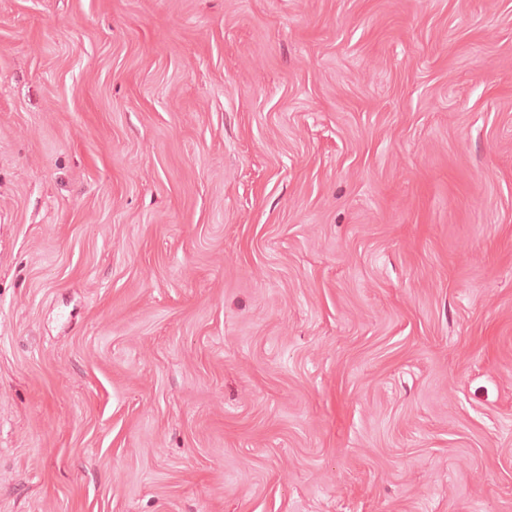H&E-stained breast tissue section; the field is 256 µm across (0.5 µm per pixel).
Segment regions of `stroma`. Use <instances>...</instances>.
Instances as JSON below:
<instances>
[{
	"label": "stroma",
	"mask_w": 512,
	"mask_h": 512,
	"mask_svg": "<svg viewBox=\"0 0 512 512\" xmlns=\"http://www.w3.org/2000/svg\"><path fill=\"white\" fill-rule=\"evenodd\" d=\"M0 512H512V0H0Z\"/></svg>",
	"instance_id": "35a3bbf8"
}]
</instances>
